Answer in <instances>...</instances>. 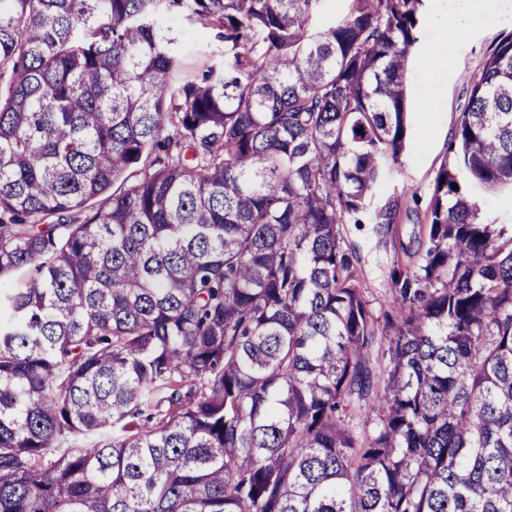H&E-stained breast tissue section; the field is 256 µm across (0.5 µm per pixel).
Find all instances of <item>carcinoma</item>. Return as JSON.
Masks as SVG:
<instances>
[{
  "mask_svg": "<svg viewBox=\"0 0 512 512\" xmlns=\"http://www.w3.org/2000/svg\"><path fill=\"white\" fill-rule=\"evenodd\" d=\"M322 2L0 0V512H512V34L381 320L423 0ZM177 26L181 30L182 43L184 47V72L183 74L189 75L196 73L201 65L202 61L199 58V54L204 51H209L219 47L221 50L222 44L212 43L209 47L201 44L199 40L196 38L194 30L190 26H188L183 20L177 19ZM485 198L488 209L496 216L501 224H512V200L510 194L488 193L482 189L477 192Z\"/></svg>",
  "mask_w": 512,
  "mask_h": 512,
  "instance_id": "obj_1",
  "label": "carcinoma"
}]
</instances>
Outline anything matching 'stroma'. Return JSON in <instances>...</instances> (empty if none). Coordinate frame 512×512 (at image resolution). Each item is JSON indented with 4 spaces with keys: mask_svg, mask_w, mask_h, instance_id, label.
Returning a JSON list of instances; mask_svg holds the SVG:
<instances>
[{
    "mask_svg": "<svg viewBox=\"0 0 512 512\" xmlns=\"http://www.w3.org/2000/svg\"><path fill=\"white\" fill-rule=\"evenodd\" d=\"M456 0H425L419 19L418 42L406 74L407 140L398 164L391 166L374 191L375 206L397 201L390 233L375 224H350L345 244L355 248L359 282L376 315H383L390 294L392 267L414 268L425 246L426 206L436 171L448 154L456 121L469 102L474 76L480 72L490 47L512 33V0H483L468 10L454 39H447L443 24L458 17ZM435 47L449 61L448 69H424L422 52ZM427 99L437 110V124L420 137L416 104Z\"/></svg>",
    "mask_w": 512,
    "mask_h": 512,
    "instance_id": "1",
    "label": "stroma"
}]
</instances>
